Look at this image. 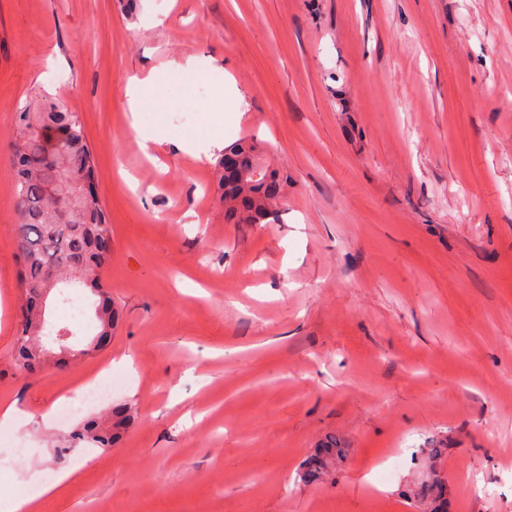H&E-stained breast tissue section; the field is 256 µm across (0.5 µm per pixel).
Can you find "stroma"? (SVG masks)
<instances>
[{
  "mask_svg": "<svg viewBox=\"0 0 512 512\" xmlns=\"http://www.w3.org/2000/svg\"><path fill=\"white\" fill-rule=\"evenodd\" d=\"M206 67L208 91L169 71ZM160 70L149 112L132 75ZM234 89L218 93L221 73ZM79 113L112 227L107 346L17 370L14 114ZM256 144L288 180L268 224L224 221L220 149L152 157L138 129ZM136 176L128 183L125 173ZM136 421L51 414L103 372ZM0 494L80 475L40 512H512V0H0ZM342 452L299 478L313 449ZM157 77L155 70L149 71L144 78L133 77L128 82L126 88V95L129 98V103L132 112H138L141 108L145 107L150 103L143 95V88L152 83ZM109 424L91 421L76 427L62 448L71 450L94 446L112 448L134 421V411L128 407L111 408L106 412Z\"/></svg>",
  "mask_w": 512,
  "mask_h": 512,
  "instance_id": "1",
  "label": "stroma"
}]
</instances>
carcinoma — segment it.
Returning a JSON list of instances; mask_svg holds the SVG:
<instances>
[{"instance_id": "carcinoma-1", "label": "carcinoma", "mask_w": 512, "mask_h": 512, "mask_svg": "<svg viewBox=\"0 0 512 512\" xmlns=\"http://www.w3.org/2000/svg\"><path fill=\"white\" fill-rule=\"evenodd\" d=\"M17 137L10 162L16 173L15 255L20 284L25 292L15 340L14 360L20 370L33 371L46 364L66 368L85 356L83 347L67 354L44 344L50 321L42 298L52 291L74 288L93 299L96 335L108 336L120 313L106 295L102 275L109 264L112 238L104 211L93 191L92 159L81 118L53 103L42 107L27 102L15 114ZM236 164L255 168L253 146H231ZM275 172H259L256 194L242 195L234 183L224 181V220L228 224H267L273 205L283 191ZM109 423L91 421L76 427L64 449L94 446L110 448L134 421L128 407L106 413ZM338 448L330 442L310 456L304 479L314 481L326 470Z\"/></svg>"}]
</instances>
